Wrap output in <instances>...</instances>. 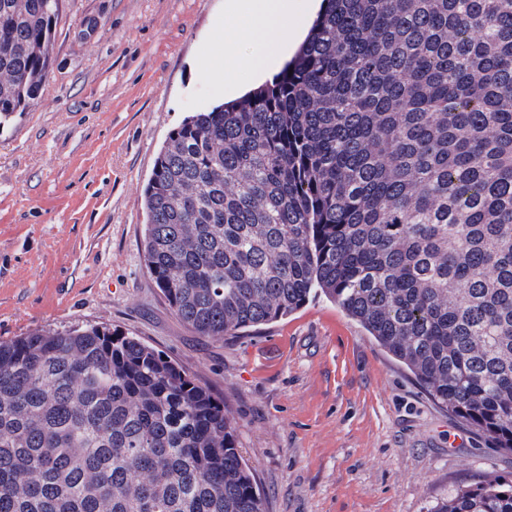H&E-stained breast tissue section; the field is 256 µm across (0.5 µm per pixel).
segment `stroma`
Here are the masks:
<instances>
[{"mask_svg":"<svg viewBox=\"0 0 512 512\" xmlns=\"http://www.w3.org/2000/svg\"><path fill=\"white\" fill-rule=\"evenodd\" d=\"M224 0H63L38 99L0 129V340L104 324L223 399L266 512H429L512 478V451L430 399L326 296L206 340L143 252V189L168 133L225 99Z\"/></svg>","mask_w":512,"mask_h":512,"instance_id":"obj_1","label":"stroma"}]
</instances>
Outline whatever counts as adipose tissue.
<instances>
[{"mask_svg": "<svg viewBox=\"0 0 512 512\" xmlns=\"http://www.w3.org/2000/svg\"><path fill=\"white\" fill-rule=\"evenodd\" d=\"M311 22L296 0H225L224 64L204 70V78L234 91L273 77Z\"/></svg>", "mask_w": 512, "mask_h": 512, "instance_id": "adipose-tissue-1", "label": "adipose tissue"}]
</instances>
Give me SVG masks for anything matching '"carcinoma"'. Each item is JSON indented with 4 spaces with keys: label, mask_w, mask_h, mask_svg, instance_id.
Wrapping results in <instances>:
<instances>
[{
    "label": "carcinoma",
    "mask_w": 512,
    "mask_h": 512,
    "mask_svg": "<svg viewBox=\"0 0 512 512\" xmlns=\"http://www.w3.org/2000/svg\"><path fill=\"white\" fill-rule=\"evenodd\" d=\"M61 0H0V126ZM147 268L222 341L321 293L512 450V0H322L297 56L186 117L144 189ZM0 512H265L224 400L104 325L0 342ZM431 512H512V482Z\"/></svg>",
    "instance_id": "obj_1"
}]
</instances>
